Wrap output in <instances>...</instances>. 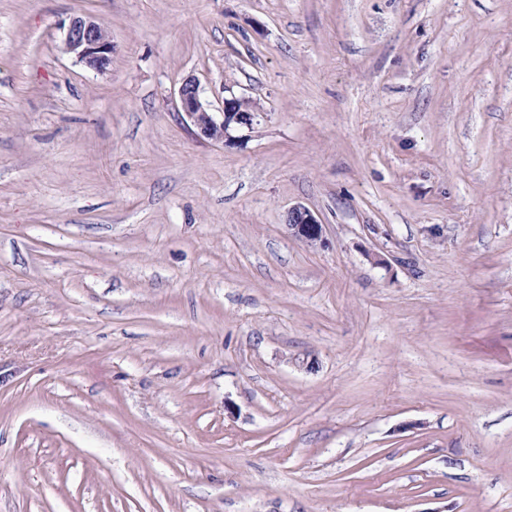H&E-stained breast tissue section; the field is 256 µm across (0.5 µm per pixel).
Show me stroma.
I'll return each mask as SVG.
<instances>
[{
  "label": "stroma",
  "instance_id": "obj_1",
  "mask_svg": "<svg viewBox=\"0 0 512 512\" xmlns=\"http://www.w3.org/2000/svg\"><path fill=\"white\" fill-rule=\"evenodd\" d=\"M0 512H512V0H0ZM63 50L94 71H103L112 61V38L106 26L91 15L75 16L63 29ZM178 95L181 109L194 133L214 142L230 141L232 129L250 128L258 116L247 100L237 97L225 98L223 112H210L209 104L202 100L199 84L194 78L183 81ZM286 226L294 238L310 245L323 242V224L304 206L288 211Z\"/></svg>",
  "mask_w": 512,
  "mask_h": 512
}]
</instances>
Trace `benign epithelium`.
Masks as SVG:
<instances>
[{"label": "benign epithelium", "instance_id": "1", "mask_svg": "<svg viewBox=\"0 0 512 512\" xmlns=\"http://www.w3.org/2000/svg\"><path fill=\"white\" fill-rule=\"evenodd\" d=\"M63 50L77 62L94 71H103L112 61V38L106 26L91 15L75 16L63 29ZM183 113L203 139L218 143L231 140L230 131L251 127L258 116L249 102L242 98L224 99L223 111H210L202 100L198 82L183 81L178 90ZM286 226L294 238L310 245L323 242V224L304 206L288 211Z\"/></svg>", "mask_w": 512, "mask_h": 512}]
</instances>
